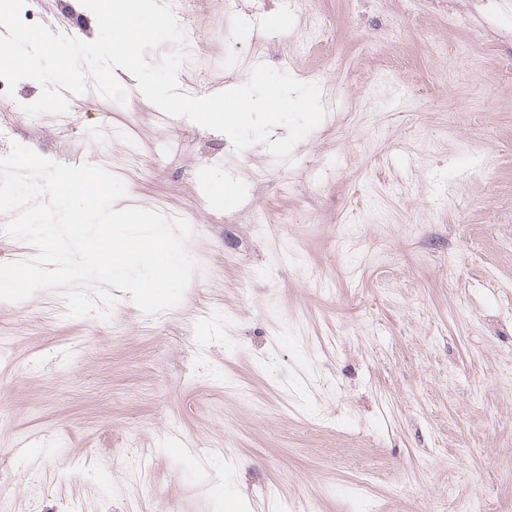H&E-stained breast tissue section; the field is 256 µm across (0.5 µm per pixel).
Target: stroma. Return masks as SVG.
I'll list each match as a JSON object with an SVG mask.
<instances>
[{
    "label": "stroma",
    "mask_w": 512,
    "mask_h": 512,
    "mask_svg": "<svg viewBox=\"0 0 512 512\" xmlns=\"http://www.w3.org/2000/svg\"><path fill=\"white\" fill-rule=\"evenodd\" d=\"M178 20L210 45L183 92L240 59L234 85L265 63L330 107L285 162L161 114L121 69L127 104L70 97L64 140L16 109L37 82L0 97V152L192 213L197 264L155 315L124 292L106 321L58 290L0 302V506L512 512V0H198Z\"/></svg>",
    "instance_id": "stroma-1"
}]
</instances>
